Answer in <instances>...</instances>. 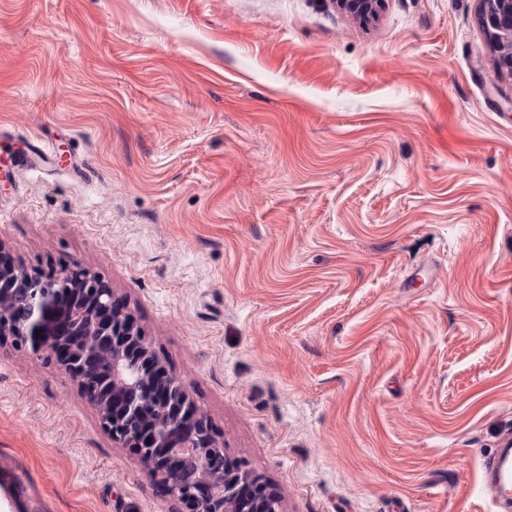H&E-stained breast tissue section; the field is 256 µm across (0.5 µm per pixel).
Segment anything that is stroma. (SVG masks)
Here are the masks:
<instances>
[{"mask_svg": "<svg viewBox=\"0 0 512 512\" xmlns=\"http://www.w3.org/2000/svg\"><path fill=\"white\" fill-rule=\"evenodd\" d=\"M479 0H0V247L96 271L281 512H492L512 75ZM10 512H178L0 341Z\"/></svg>", "mask_w": 512, "mask_h": 512, "instance_id": "1", "label": "stroma"}]
</instances>
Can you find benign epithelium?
<instances>
[{
    "mask_svg": "<svg viewBox=\"0 0 512 512\" xmlns=\"http://www.w3.org/2000/svg\"><path fill=\"white\" fill-rule=\"evenodd\" d=\"M376 14L383 0H336ZM486 29L512 25V9L479 0ZM0 340L52 350L98 412L112 440L132 449L181 512H280L262 476L224 453L210 424L162 363L112 289L90 269L45 278L2 257Z\"/></svg>",
    "mask_w": 512,
    "mask_h": 512,
    "instance_id": "benign-epithelium-1",
    "label": "benign epithelium"
}]
</instances>
